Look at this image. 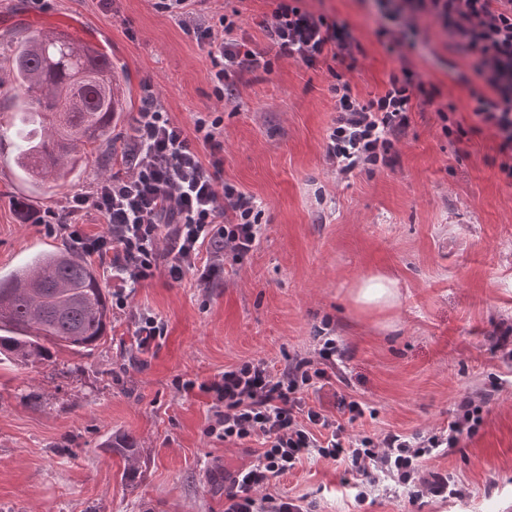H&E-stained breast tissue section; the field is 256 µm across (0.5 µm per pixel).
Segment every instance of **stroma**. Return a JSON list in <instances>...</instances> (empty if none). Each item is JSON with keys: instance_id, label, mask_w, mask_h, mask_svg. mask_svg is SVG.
Returning <instances> with one entry per match:
<instances>
[{"instance_id": "stroma-1", "label": "stroma", "mask_w": 512, "mask_h": 512, "mask_svg": "<svg viewBox=\"0 0 512 512\" xmlns=\"http://www.w3.org/2000/svg\"><path fill=\"white\" fill-rule=\"evenodd\" d=\"M347 24L364 53L349 78L355 93H378L397 66L377 35L372 0H305ZM274 0H210L237 11L234 38L271 52L261 27ZM79 17L97 34L124 88L125 110L111 144L65 183L33 185L15 168L16 119L9 54L31 15ZM430 38L411 56L419 77L456 107L463 138L448 136L435 108L410 115L391 167L340 173L326 158L336 100L325 71L274 62L218 100L208 46L186 34L153 0H0V273L66 248L51 231L68 196L123 174V141L145 93L192 129L196 113L220 118L224 179L260 202V240L242 262L225 261L223 281L181 282L157 272L113 312L108 339L91 355L21 368L0 362V512H224V487L251 460L260 438L212 434V400L185 391L225 367L262 358L282 368L315 356L328 330L343 359L339 379L310 392L337 414L345 396L374 414L346 423L350 437L425 435L447 427L459 401L488 393L477 433L458 451L426 459L420 476L447 477L458 494L413 501L409 487L379 476L365 500L345 467L312 454L271 487L304 498L309 512H512V358L494 344L512 332V184L499 170L493 131L475 129L467 61L419 21ZM24 200L20 216L16 200ZM374 273L398 283L386 309L357 307L350 290ZM149 313L166 333L150 352L134 341ZM128 433L141 450L136 489L102 446Z\"/></svg>"}]
</instances>
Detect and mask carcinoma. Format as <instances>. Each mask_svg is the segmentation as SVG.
<instances>
[{"label":"carcinoma","instance_id":"cac0c4a2","mask_svg":"<svg viewBox=\"0 0 512 512\" xmlns=\"http://www.w3.org/2000/svg\"><path fill=\"white\" fill-rule=\"evenodd\" d=\"M17 90L15 163L35 184L60 183L92 150L112 140L124 107L112 87V63L69 36L17 34L12 49ZM112 300L84 256L41 253L0 275V360L21 367L54 363L55 354L91 352L111 330ZM104 447L123 462L121 479L140 475L139 448L129 434Z\"/></svg>","mask_w":512,"mask_h":512}]
</instances>
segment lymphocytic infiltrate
<instances>
[{"mask_svg":"<svg viewBox=\"0 0 512 512\" xmlns=\"http://www.w3.org/2000/svg\"><path fill=\"white\" fill-rule=\"evenodd\" d=\"M202 0H156L158 9L188 21L197 41L206 43L215 69L217 92L234 93L244 73L271 72L277 58L306 69H326L338 118L327 135L326 153L340 172L390 166L394 144L409 125L415 105H433L440 89L420 79L409 58L416 40L407 36L417 18H436L449 44L461 52L482 82L472 89L478 126L499 140V168L512 180V0H377L385 23L377 35L397 54L382 91L363 99L347 78L363 49L343 23L303 8V0H276L263 30L275 57L233 38L227 16H194ZM121 160L125 175L100 180L93 192L69 196L58 224L73 247L108 261L112 306L125 310L136 288L166 270L173 281L196 273L208 284L224 275V260L245 258L259 234L260 205L255 197L223 179L224 135L217 122L195 116L192 132L174 123L154 95H146L134 115ZM95 215L107 229L89 233L83 219ZM209 259H202V249ZM336 342L325 340L317 358L295 357L281 371L262 359L225 369L200 384L212 395L215 423L225 441L263 439L249 465L240 469L224 493V512H306L303 499L280 498L268 489L311 453L346 462L366 484L378 474L415 483V498L447 492L448 480L419 479L423 460L442 448L458 447L480 422L486 395L463 398L446 429L418 438L395 432L346 438L341 421L312 406L307 395L329 384L336 365Z\"/></svg>","mask_w":512,"mask_h":512,"instance_id":"1","label":"lymphocytic infiltrate"}]
</instances>
